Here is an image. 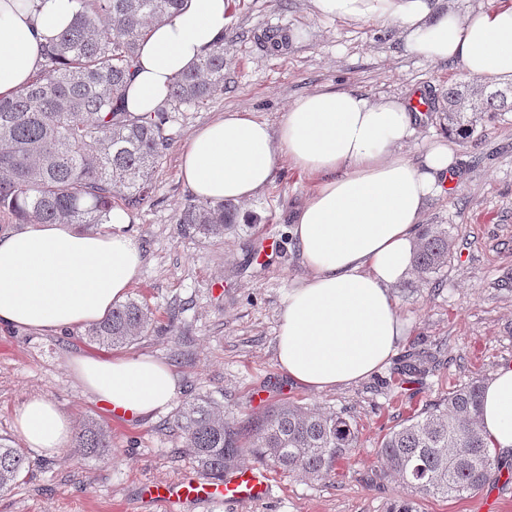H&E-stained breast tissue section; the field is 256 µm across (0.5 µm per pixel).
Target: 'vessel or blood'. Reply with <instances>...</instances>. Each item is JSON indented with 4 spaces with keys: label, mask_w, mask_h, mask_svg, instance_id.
I'll use <instances>...</instances> for the list:
<instances>
[{
    "label": "vessel or blood",
    "mask_w": 512,
    "mask_h": 512,
    "mask_svg": "<svg viewBox=\"0 0 512 512\" xmlns=\"http://www.w3.org/2000/svg\"><path fill=\"white\" fill-rule=\"evenodd\" d=\"M270 491L269 471L252 467L225 475L221 480L156 483L148 486L144 495L150 504L165 507L168 512H181L187 506L214 500L235 504L259 501L267 498Z\"/></svg>",
    "instance_id": "obj_1"
}]
</instances>
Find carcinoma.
<instances>
[{
  "instance_id": "cac0c4a2",
  "label": "carcinoma",
  "mask_w": 512,
  "mask_h": 512,
  "mask_svg": "<svg viewBox=\"0 0 512 512\" xmlns=\"http://www.w3.org/2000/svg\"><path fill=\"white\" fill-rule=\"evenodd\" d=\"M73 22L42 49L33 81L10 99H0V211L18 224H104L115 205L140 210L152 200L153 176L169 147L168 113L198 106L224 92V41L204 53L171 83L154 111L134 116L121 107L140 41L147 28L171 16L180 0H77ZM512 112V84L459 83L448 87L440 113L448 134L470 139L483 121ZM230 203L191 201L176 217L185 236L224 240L235 222ZM448 231L426 228L414 266L432 281L448 265ZM148 305L130 299L90 325L85 339L99 346L135 343L152 325ZM482 380L448 392L420 415L386 434L378 448L382 468L399 477L411 495L389 512H418L420 499L456 498L482 490L500 477L480 427ZM173 425L201 475L222 479L237 468L240 431L208 396L181 405ZM88 456L110 453L105 426L86 421L75 434ZM357 447L349 419L335 411L282 404L253 429L258 463L323 479ZM26 471L23 451L0 438V492Z\"/></svg>"
}]
</instances>
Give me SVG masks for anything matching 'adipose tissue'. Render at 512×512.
<instances>
[{
	"label": "adipose tissue",
	"mask_w": 512,
	"mask_h": 512,
	"mask_svg": "<svg viewBox=\"0 0 512 512\" xmlns=\"http://www.w3.org/2000/svg\"><path fill=\"white\" fill-rule=\"evenodd\" d=\"M329 19L396 24L413 54L460 63L475 79L512 77V0L459 9L446 0H312ZM76 0H0V97L35 77L45 43L73 20ZM230 0H182L154 24L128 80L124 107L153 111L174 78L223 36ZM421 118L411 100L321 90L296 98L277 125L227 111L197 128L179 177L204 202L253 201L279 158L320 181L295 208L289 233L308 271L279 314L276 356L289 380L320 392L379 373L396 356L404 322L390 293L413 267L417 230L431 197L443 194L455 158L435 143L422 161L403 151ZM130 216L113 208L105 231L26 224L0 235V327L62 332L102 320L125 299L143 263ZM78 381L101 402L142 417L179 393L171 367L149 355L71 358ZM23 443L64 452L73 421L46 395L14 412ZM481 429L494 456L512 461V365L483 389Z\"/></svg>",
	"instance_id": "obj_1"
}]
</instances>
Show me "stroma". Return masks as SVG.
I'll return each instance as SVG.
<instances>
[{
	"mask_svg": "<svg viewBox=\"0 0 512 512\" xmlns=\"http://www.w3.org/2000/svg\"><path fill=\"white\" fill-rule=\"evenodd\" d=\"M224 31V92L207 105L173 113L171 144L155 176L150 205L130 228L145 249L129 298L146 302L155 320L126 346L168 364L179 379L177 404L213 398L240 427L290 402L335 410L355 424L358 446L335 476L314 480L273 471L269 498L234 505L206 504L191 512H386L405 488L384 475L377 457L382 437L407 417L471 379H490L512 364V112L479 128L474 138L446 136L434 116L419 121L404 151L420 159L446 138L457 177L446 194L430 198L425 221L448 230L451 252L438 284L417 273L390 292L407 325L396 357L379 374L356 384L313 392L290 382L276 360L279 311L289 288L307 273L288 229L297 204L315 180L280 160L274 181L244 209L246 217L209 243L179 233L176 216L193 195L179 178L180 154L192 132L224 111L251 112L277 124L297 97L321 89L371 98L411 90L445 106L450 85L466 81L456 62H430L409 52L395 25L345 22L319 16L312 0H231ZM300 30V41L276 50L259 36ZM112 356L88 343L82 329L40 334L0 328V437L15 439V409L45 394L73 420L107 426L112 454L77 448L46 457L27 450L29 473L0 495V512H163L142 504L150 484L198 478L195 462L172 428L174 407L141 418L112 417L105 403L74 377L77 355ZM421 357L419 371L403 358ZM505 477L460 499H423L419 512H482L498 497L512 512V467Z\"/></svg>",
	"mask_w": 512,
	"mask_h": 512,
	"instance_id": "stroma-1",
	"label": "stroma"
}]
</instances>
